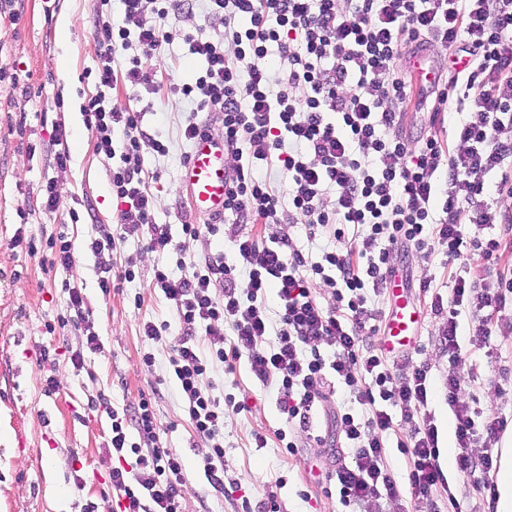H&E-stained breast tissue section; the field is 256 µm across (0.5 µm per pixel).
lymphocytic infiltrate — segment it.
Instances as JSON below:
<instances>
[{
    "label": "lymphocytic infiltrate",
    "mask_w": 512,
    "mask_h": 512,
    "mask_svg": "<svg viewBox=\"0 0 512 512\" xmlns=\"http://www.w3.org/2000/svg\"><path fill=\"white\" fill-rule=\"evenodd\" d=\"M110 2L97 3V92L83 107L85 122L98 152L113 162L123 234L147 229L151 250L177 255L174 267L155 269L153 279L176 320L144 322L142 335L157 343L170 325L179 327L169 366L189 421L208 444L201 467L213 488L224 489V405L201 383L214 368L244 357L259 382L276 381L281 413L303 432L335 386L358 387L355 405L333 415L352 456L330 474L342 506L360 512L369 502L400 500L383 441L394 407L411 426L409 441L399 444L411 459V495L429 499L444 481L438 430L426 413L433 383L422 366L394 377L363 331L382 317L374 301L396 273L392 248L422 251L434 241L452 260L469 245L486 259L512 250V0H207L210 13L224 19V36L212 41L182 33L204 66L180 92L196 100L198 112L219 113L224 145L236 154L225 221L298 222L308 237H330L312 261L286 240L238 234L232 264L220 251L189 250L200 233L223 235V223H182L178 242L154 224L142 149L163 156L169 148L146 134L140 112L113 105L110 95L121 51L129 54L127 79L155 91L143 61L174 34L145 26L141 17L148 11L167 17L174 0H121L118 21ZM432 44L448 51V79L424 73L420 82L435 96L434 112L463 115L456 124L459 147L450 153L435 135L412 140L401 131L412 94L403 60ZM273 48L291 94L273 92V75L261 65ZM272 164L288 179L287 198L261 175ZM331 192L336 199L328 209ZM349 225L356 235H346ZM431 284L425 278L419 286L431 291V312L442 321L458 469L485 484L508 420L483 418L462 400V331L470 329L471 345L486 343L493 315L512 295V279L486 283L461 264L450 295ZM271 293L279 304L274 316L266 306ZM323 293L329 304L321 303ZM110 417L119 461L110 481L123 512H182L185 468L161 446L151 401L140 399L131 415ZM477 444L483 453L475 458L468 450Z\"/></svg>",
    "instance_id": "1"
}]
</instances>
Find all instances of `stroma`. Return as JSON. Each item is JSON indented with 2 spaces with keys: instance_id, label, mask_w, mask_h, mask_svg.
I'll return each mask as SVG.
<instances>
[{
  "instance_id": "1",
  "label": "stroma",
  "mask_w": 512,
  "mask_h": 512,
  "mask_svg": "<svg viewBox=\"0 0 512 512\" xmlns=\"http://www.w3.org/2000/svg\"><path fill=\"white\" fill-rule=\"evenodd\" d=\"M96 0H0V512H106L114 493L109 475L118 460L107 447L111 421L99 407L107 401L116 410L151 397L164 430V448L180 455L187 478L181 491L183 512H242L243 500L258 502L274 493L280 512H341L336 494L326 479L342 451L306 438L293 437L299 448L289 454L276 434L286 422L277 405L275 385L255 380L247 360L233 372L222 370L204 379L202 387L224 400V490L216 492L200 467L206 447L193 431L182 407L178 388L168 373L171 349L179 342L167 332L162 342L142 338L146 321L172 319L174 312L153 286L156 268L174 263L169 254L151 251L145 239H129L112 255L115 272L133 269V282L115 281L110 292L98 285V269L86 243L101 226L120 223V209L112 195V163L96 151V138L87 128L81 108L96 91L97 44L93 32ZM72 19L68 45L59 42L58 20ZM143 22L166 31L184 30L202 38L224 33L221 18L209 15L205 0H183L179 10L161 19L146 14ZM69 55L67 74H60V52ZM161 87L150 94L142 86L118 77L112 102L143 114V128L167 141L161 156L144 149L143 167L155 178V220L180 233L190 213L181 188V176L190 146L180 129L190 113L222 139L217 114L197 112L194 101L173 94V86L192 81L202 68L182 39L163 45L147 61ZM64 126L70 160L54 161L56 126ZM54 182L58 197L53 211L41 207L46 182ZM66 232L77 258L67 270L49 267V235ZM253 232L289 240L303 254L317 255L300 224H228L223 240L201 234L190 244L196 254L223 248L233 257V236ZM393 265L409 279L427 277L442 294H449L452 275L460 262L480 267L488 281L512 276V259L483 260L479 252L464 249L460 260L447 259L441 246L426 251L393 249ZM82 287L89 314L84 324L58 328L57 317L66 306L64 284ZM422 314L415 349L392 355L388 364L395 375L408 364L427 368L435 393L428 410L438 428L439 446L454 445V418L445 400L443 382L448 357L438 338V318L432 315L424 293L409 290ZM99 332L104 349H86L88 329ZM85 354L86 365L75 370L73 352ZM155 356L145 366V352ZM461 372L462 397L484 416H512V307L493 318L492 335L485 347H466ZM51 363H43V354ZM56 387L46 391L45 380ZM248 402L236 411L234 402ZM266 433V447H256L254 432ZM410 427L395 421L384 436L386 464L403 493L396 512H453L449 497H456L463 512H493L488 493L456 465H443L447 479L429 500L412 499L410 465L397 448Z\"/></svg>"
}]
</instances>
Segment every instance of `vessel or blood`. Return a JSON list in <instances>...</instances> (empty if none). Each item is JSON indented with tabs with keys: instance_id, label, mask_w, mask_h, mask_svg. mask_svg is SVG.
Wrapping results in <instances>:
<instances>
[{
	"instance_id": "obj_1",
	"label": "vessel or blood",
	"mask_w": 512,
	"mask_h": 512,
	"mask_svg": "<svg viewBox=\"0 0 512 512\" xmlns=\"http://www.w3.org/2000/svg\"><path fill=\"white\" fill-rule=\"evenodd\" d=\"M227 185L223 143L208 135L196 138L182 175V186L193 211L205 218L223 216ZM392 285L393 307L381 344L385 352L400 353L415 347L422 315L406 295L400 279H393Z\"/></svg>"
}]
</instances>
